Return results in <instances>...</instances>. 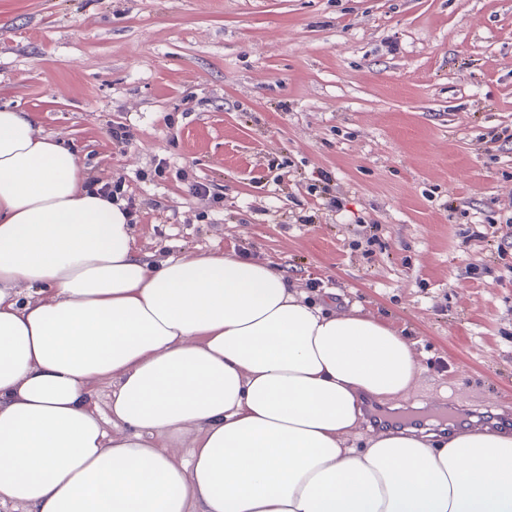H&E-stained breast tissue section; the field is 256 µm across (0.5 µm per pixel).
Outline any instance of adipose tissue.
<instances>
[{"label":"adipose tissue","instance_id":"1","mask_svg":"<svg viewBox=\"0 0 512 512\" xmlns=\"http://www.w3.org/2000/svg\"><path fill=\"white\" fill-rule=\"evenodd\" d=\"M85 180L30 113L0 108V504L512 512L508 428L349 446L364 395L418 378L396 329L325 310L260 261L147 260L125 201ZM102 382L110 431L91 405Z\"/></svg>","mask_w":512,"mask_h":512}]
</instances>
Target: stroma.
<instances>
[{
	"label": "stroma",
	"mask_w": 512,
	"mask_h": 512,
	"mask_svg": "<svg viewBox=\"0 0 512 512\" xmlns=\"http://www.w3.org/2000/svg\"><path fill=\"white\" fill-rule=\"evenodd\" d=\"M3 106L141 250L270 262L413 342L403 405L512 419V0H0Z\"/></svg>",
	"instance_id": "1"
}]
</instances>
